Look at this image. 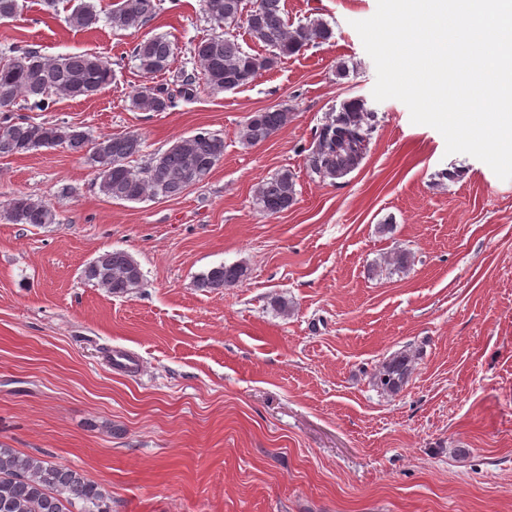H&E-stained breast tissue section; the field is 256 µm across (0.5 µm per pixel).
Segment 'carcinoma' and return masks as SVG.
Here are the masks:
<instances>
[{
	"label": "carcinoma",
	"mask_w": 512,
	"mask_h": 512,
	"mask_svg": "<svg viewBox=\"0 0 512 512\" xmlns=\"http://www.w3.org/2000/svg\"><path fill=\"white\" fill-rule=\"evenodd\" d=\"M244 2L202 0L206 19L222 32L192 44L191 58L200 75H185L177 95L162 84L141 86L132 95L131 106L142 112H165L176 106V97L194 96L199 79L214 92L239 89L273 69L281 59L333 37L329 23L321 18L289 22L283 0H252L257 5L256 14L244 20ZM158 6L157 0H121L107 13L106 22L114 30L143 27L154 19ZM22 9V0H0V22L15 18ZM99 21L100 13L87 0H80L67 17L68 24L78 30L93 29ZM241 24L251 41L265 47L266 53L243 49L233 33ZM174 56L175 47L164 36L137 42L130 54L146 78L170 70ZM113 78L112 63L93 53L50 58L35 49L12 45L0 49V108L22 101L44 112L57 98L95 95ZM374 118L364 99L343 101L314 134L307 157L310 172L335 183L355 171L367 154ZM290 120L291 113L286 109L256 111L241 125L240 141L251 147L263 143ZM57 146L88 155L97 167L101 192L125 202L177 197L188 187L204 182L224 158V139L208 131L180 137L147 165L133 167L130 159L141 147V138L135 133L93 139L65 122L34 123L26 119L0 126V157ZM296 202V178L289 169L261 180L253 195V205L267 216L277 215ZM7 219L36 227L58 223L57 213L48 203L24 194L10 200ZM386 263L405 272L413 265L414 256L398 248L387 256ZM247 274L248 267L243 263L220 264L200 274L196 288L220 291L242 282ZM83 275L114 296L135 292L143 281L140 265L124 250L101 253L88 263ZM412 363L413 357L405 351L393 354L374 374V385L385 392H399L408 382ZM0 512H112V497L104 486L78 470L0 446Z\"/></svg>",
	"instance_id": "cac0c4a2"
}]
</instances>
